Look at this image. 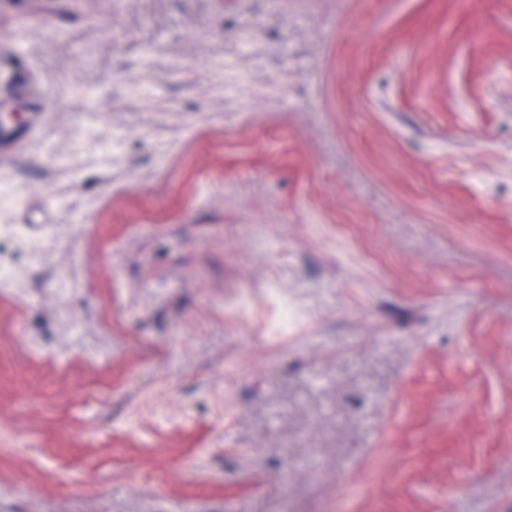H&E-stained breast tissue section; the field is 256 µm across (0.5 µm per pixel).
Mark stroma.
Listing matches in <instances>:
<instances>
[{
    "instance_id": "1",
    "label": "stroma",
    "mask_w": 512,
    "mask_h": 512,
    "mask_svg": "<svg viewBox=\"0 0 512 512\" xmlns=\"http://www.w3.org/2000/svg\"><path fill=\"white\" fill-rule=\"evenodd\" d=\"M0 121V512H512V0H0Z\"/></svg>"
}]
</instances>
